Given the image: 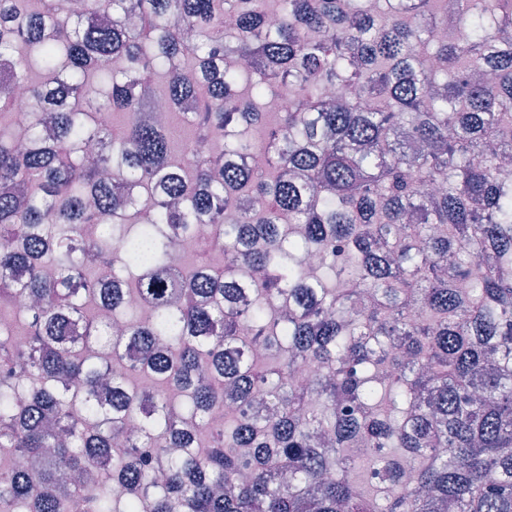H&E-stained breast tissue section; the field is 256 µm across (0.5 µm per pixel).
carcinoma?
Segmentation results:
<instances>
[{
    "label": "carcinoma",
    "mask_w": 512,
    "mask_h": 512,
    "mask_svg": "<svg viewBox=\"0 0 512 512\" xmlns=\"http://www.w3.org/2000/svg\"><path fill=\"white\" fill-rule=\"evenodd\" d=\"M278 2L0 0V512H512V0Z\"/></svg>",
    "instance_id": "cac0c4a2"
}]
</instances>
